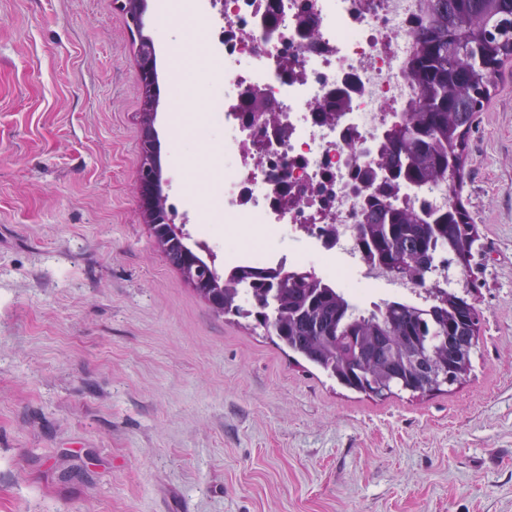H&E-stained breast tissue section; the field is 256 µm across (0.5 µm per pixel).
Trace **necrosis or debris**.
<instances>
[{"label":"necrosis or debris","mask_w":512,"mask_h":512,"mask_svg":"<svg viewBox=\"0 0 512 512\" xmlns=\"http://www.w3.org/2000/svg\"><path fill=\"white\" fill-rule=\"evenodd\" d=\"M424 12V0H220L207 11L203 77L224 131L209 213L267 241L243 255L223 244L228 270L311 265L359 297L387 286L413 293L369 262L357 226L377 201L448 208L447 188L403 183L387 196L373 178L386 131L417 98L406 72ZM250 90L272 108L271 122L243 120ZM337 92L344 110L322 120Z\"/></svg>","instance_id":"obj_1"}]
</instances>
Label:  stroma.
Here are the masks:
<instances>
[{
	"instance_id": "obj_1",
	"label": "stroma",
	"mask_w": 512,
	"mask_h": 512,
	"mask_svg": "<svg viewBox=\"0 0 512 512\" xmlns=\"http://www.w3.org/2000/svg\"><path fill=\"white\" fill-rule=\"evenodd\" d=\"M162 190L211 201L202 25L161 14ZM120 0H0V512H512V59L461 201L483 313L465 380L345 389L215 313L139 203L142 78Z\"/></svg>"
}]
</instances>
